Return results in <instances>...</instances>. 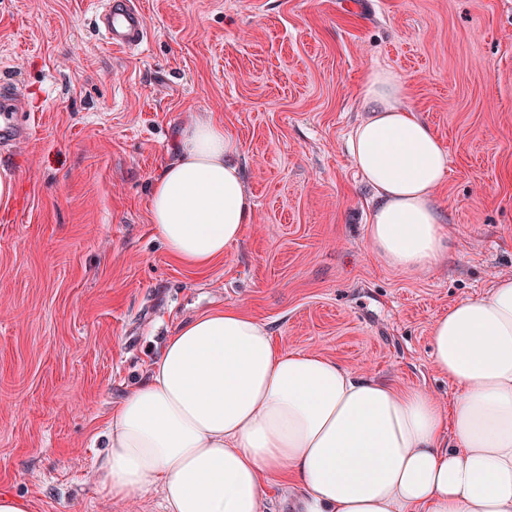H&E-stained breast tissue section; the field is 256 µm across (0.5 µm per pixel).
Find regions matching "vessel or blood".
I'll use <instances>...</instances> for the list:
<instances>
[{
    "label": "vessel or blood",
    "mask_w": 512,
    "mask_h": 512,
    "mask_svg": "<svg viewBox=\"0 0 512 512\" xmlns=\"http://www.w3.org/2000/svg\"><path fill=\"white\" fill-rule=\"evenodd\" d=\"M96 16L102 35L112 47L128 52L142 47L146 19L135 0H99Z\"/></svg>",
    "instance_id": "obj_1"
}]
</instances>
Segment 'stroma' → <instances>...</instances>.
Masks as SVG:
<instances>
[{"instance_id":"35a3bbf8","label":"stroma","mask_w":512,"mask_h":512,"mask_svg":"<svg viewBox=\"0 0 512 512\" xmlns=\"http://www.w3.org/2000/svg\"><path fill=\"white\" fill-rule=\"evenodd\" d=\"M141 52L109 47L93 0H0V85L18 93L17 179L0 209V491L32 512H163L102 496L108 413L183 320L234 307L286 350L455 394L430 326L512 276V0H139ZM448 151L454 248L429 272L371 250L372 190L346 148L370 68ZM241 143L243 240L202 269L152 231L153 177L187 113Z\"/></svg>"}]
</instances>
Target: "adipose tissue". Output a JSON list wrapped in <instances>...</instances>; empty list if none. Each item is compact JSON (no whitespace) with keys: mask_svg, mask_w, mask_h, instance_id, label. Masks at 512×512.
I'll return each mask as SVG.
<instances>
[{"mask_svg":"<svg viewBox=\"0 0 512 512\" xmlns=\"http://www.w3.org/2000/svg\"><path fill=\"white\" fill-rule=\"evenodd\" d=\"M408 93L390 70L366 72L368 115L348 150L375 191L373 251L420 274L453 247L435 199L448 152ZM239 156L221 121L193 112L153 180L151 224L183 265L209 266L252 223ZM431 339L435 370L457 388L448 407L427 389L279 349L234 308L201 312L111 409L101 488L115 500L159 490L166 512H262L268 478L284 473L300 512H512V277L451 306Z\"/></svg>","mask_w":512,"mask_h":512,"instance_id":"adipose-tissue-1","label":"adipose tissue"}]
</instances>
